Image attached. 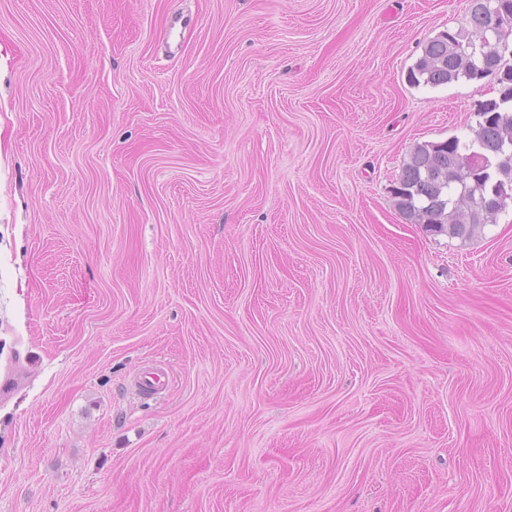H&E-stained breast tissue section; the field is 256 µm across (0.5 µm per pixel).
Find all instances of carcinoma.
<instances>
[{"label": "carcinoma", "mask_w": 512, "mask_h": 512, "mask_svg": "<svg viewBox=\"0 0 512 512\" xmlns=\"http://www.w3.org/2000/svg\"><path fill=\"white\" fill-rule=\"evenodd\" d=\"M470 25L473 31L492 28L498 44L512 53V18L495 23L490 14L474 9ZM469 31L444 32L430 40L408 80L434 88L459 79L479 81L489 72L496 76L498 95L478 103V127L470 139L450 137L439 147L431 142L416 144L393 193L405 220L464 242L482 233L497 215L491 210L478 216L469 204L458 201L473 186L467 150L478 149L491 160L486 191L494 186L501 190L512 187V156H497L499 147L512 145V58L483 56L469 43Z\"/></svg>", "instance_id": "carcinoma-1"}]
</instances>
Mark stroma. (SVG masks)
I'll list each match as a JSON object with an SVG mask.
<instances>
[{
  "label": "stroma",
  "mask_w": 512,
  "mask_h": 512,
  "mask_svg": "<svg viewBox=\"0 0 512 512\" xmlns=\"http://www.w3.org/2000/svg\"><path fill=\"white\" fill-rule=\"evenodd\" d=\"M470 12L0 0V512H512V199L392 194L495 95L407 79Z\"/></svg>",
  "instance_id": "35a3bbf8"
}]
</instances>
